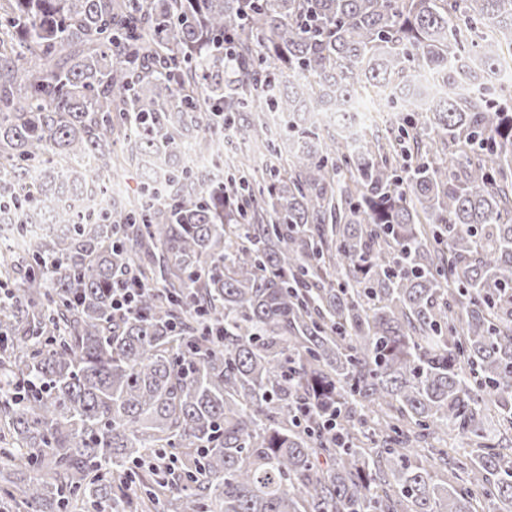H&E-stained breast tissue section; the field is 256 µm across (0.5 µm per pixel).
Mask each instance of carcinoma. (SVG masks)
Listing matches in <instances>:
<instances>
[{"instance_id":"obj_1","label":"carcinoma","mask_w":512,"mask_h":512,"mask_svg":"<svg viewBox=\"0 0 512 512\" xmlns=\"http://www.w3.org/2000/svg\"><path fill=\"white\" fill-rule=\"evenodd\" d=\"M504 44L512 0H0V217L58 228L0 251L5 505L512 512ZM370 86L398 136L308 122ZM271 113L234 197L184 165Z\"/></svg>"}]
</instances>
